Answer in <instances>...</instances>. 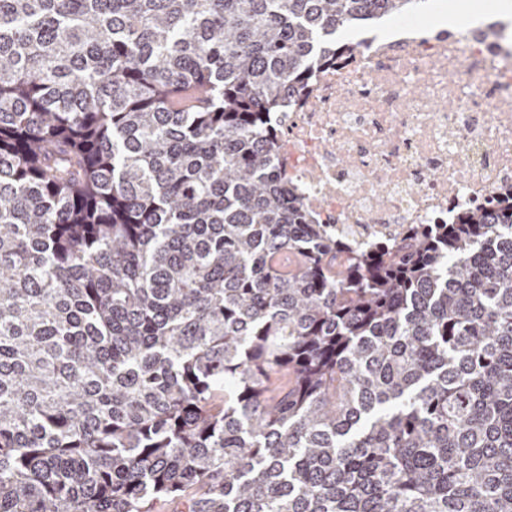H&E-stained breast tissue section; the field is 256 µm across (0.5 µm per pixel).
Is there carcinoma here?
<instances>
[{"label": "carcinoma", "mask_w": 512, "mask_h": 512, "mask_svg": "<svg viewBox=\"0 0 512 512\" xmlns=\"http://www.w3.org/2000/svg\"><path fill=\"white\" fill-rule=\"evenodd\" d=\"M425 0H0V512H512V198L327 237L274 112Z\"/></svg>", "instance_id": "obj_1"}]
</instances>
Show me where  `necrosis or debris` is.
Here are the masks:
<instances>
[{"label": "necrosis or debris", "mask_w": 512, "mask_h": 512, "mask_svg": "<svg viewBox=\"0 0 512 512\" xmlns=\"http://www.w3.org/2000/svg\"><path fill=\"white\" fill-rule=\"evenodd\" d=\"M273 113L300 203L336 235L397 240L512 192V31L403 15Z\"/></svg>", "instance_id": "obj_1"}]
</instances>
